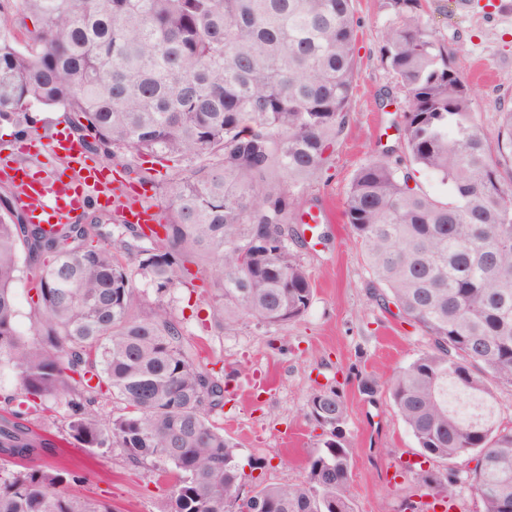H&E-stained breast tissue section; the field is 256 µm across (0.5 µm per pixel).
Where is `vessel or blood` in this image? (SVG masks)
Wrapping results in <instances>:
<instances>
[{"instance_id": "vessel-or-blood-1", "label": "vessel or blood", "mask_w": 512, "mask_h": 512, "mask_svg": "<svg viewBox=\"0 0 512 512\" xmlns=\"http://www.w3.org/2000/svg\"><path fill=\"white\" fill-rule=\"evenodd\" d=\"M43 150L48 157L63 161L62 174L43 178L19 164L0 166V176L17 188V202L31 223L64 224L79 213L109 206L125 223L144 227L158 223V210L139 194L129 192L114 199L110 174L88 165L81 141L57 135L44 142Z\"/></svg>"}]
</instances>
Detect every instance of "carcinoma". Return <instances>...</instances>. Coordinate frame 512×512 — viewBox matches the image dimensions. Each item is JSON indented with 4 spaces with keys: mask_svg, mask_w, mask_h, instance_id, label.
<instances>
[{
    "mask_svg": "<svg viewBox=\"0 0 512 512\" xmlns=\"http://www.w3.org/2000/svg\"><path fill=\"white\" fill-rule=\"evenodd\" d=\"M383 4L407 159L389 149L361 165L346 217L379 305L432 344L389 380L429 462L405 471L435 500L460 488L478 512H512V420L494 391L512 386V109L491 144L421 0ZM2 13L15 20L0 21L1 121L59 108L93 154L194 165L163 188L148 234L97 214L46 230L0 194V369L16 381L0 410V457L15 464L0 470V512H110L70 493L79 477L42 468L55 444L35 427L62 397L64 440L121 448L171 477V512H354L339 391L307 400L322 429L307 478L245 493L237 448L211 420L224 382L166 307L138 310L136 288L138 275L163 295L206 274L221 331L305 315L314 288L288 225L302 223V196L349 122L353 0H0ZM412 166L448 184L447 198L410 186ZM121 174L156 184L130 161ZM22 251L43 261L29 336L16 320ZM108 399L125 411L105 416ZM463 458L476 464L454 473Z\"/></svg>",
    "mask_w": 512,
    "mask_h": 512,
    "instance_id": "1",
    "label": "carcinoma"
}]
</instances>
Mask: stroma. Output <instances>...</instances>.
Segmentation results:
<instances>
[{
  "label": "stroma",
  "instance_id": "1",
  "mask_svg": "<svg viewBox=\"0 0 512 512\" xmlns=\"http://www.w3.org/2000/svg\"><path fill=\"white\" fill-rule=\"evenodd\" d=\"M429 28L452 66L476 94L472 109L489 141H496L500 106L512 107V0H424ZM360 22L352 120L332 167L313 181L306 200L333 216L312 236L295 225L293 250L308 268L315 293L305 315L285 327L245 320L218 332L209 288L180 287L158 295L138 280L142 310L167 307L202 358L224 380V407L216 425L236 444L246 484L255 478L296 483L321 430L306 414L309 396L335 386L347 406L343 426L352 452L350 494L355 512H402L415 486L397 476L416 443L389 398L393 370L427 351L422 333L384 311L375 300L364 260L348 224L345 201L357 169L387 147H399L406 95L382 56L392 22L382 0H354ZM370 381L374 392L363 390ZM263 469H255L254 461ZM47 471L82 475L73 493L111 512H169V486L148 464L133 465L122 449L88 452L65 444L43 459Z\"/></svg>",
  "mask_w": 512,
  "mask_h": 512
}]
</instances>
